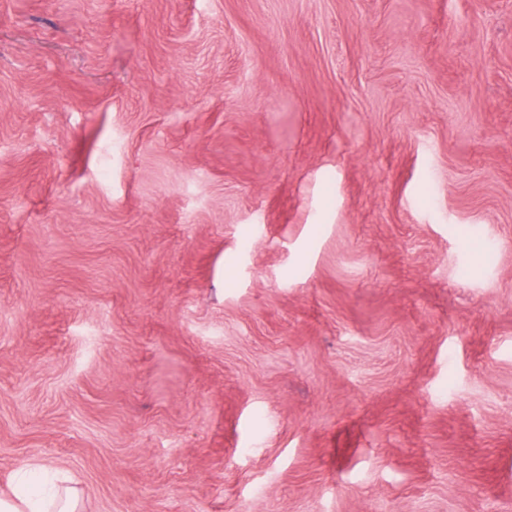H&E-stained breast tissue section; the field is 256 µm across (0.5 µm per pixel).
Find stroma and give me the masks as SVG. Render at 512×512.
Instances as JSON below:
<instances>
[{
    "instance_id": "obj_1",
    "label": "stroma",
    "mask_w": 512,
    "mask_h": 512,
    "mask_svg": "<svg viewBox=\"0 0 512 512\" xmlns=\"http://www.w3.org/2000/svg\"><path fill=\"white\" fill-rule=\"evenodd\" d=\"M512 512V0H0V495Z\"/></svg>"
}]
</instances>
